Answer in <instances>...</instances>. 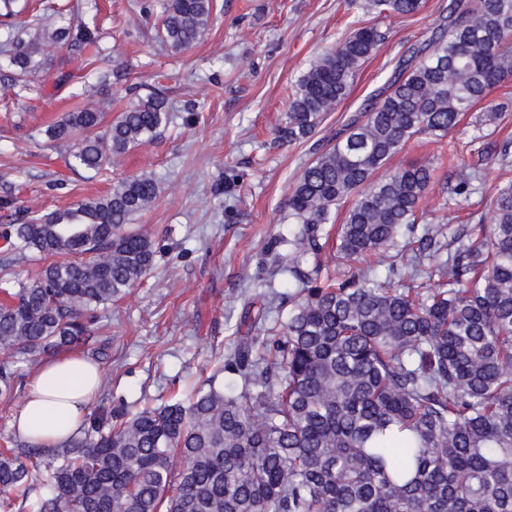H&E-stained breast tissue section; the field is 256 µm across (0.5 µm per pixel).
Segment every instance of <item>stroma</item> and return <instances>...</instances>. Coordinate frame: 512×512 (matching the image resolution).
Listing matches in <instances>:
<instances>
[{"mask_svg": "<svg viewBox=\"0 0 512 512\" xmlns=\"http://www.w3.org/2000/svg\"><path fill=\"white\" fill-rule=\"evenodd\" d=\"M151 2L84 0L82 21L98 42L90 65L69 81H61L51 56L20 90L0 61V225L19 213L104 195L127 178L146 175L158 186L154 203L132 224L154 242L155 265L128 296L99 311L112 344L100 362L95 413L137 412L211 377L224 384L212 356L232 343L245 299L288 290L281 272L288 248L279 239L288 233L290 185L350 118L375 102L397 61L431 36L451 0H424L409 16H373L384 42L315 132L292 142L280 136L290 89L362 18L361 0H217L205 34L183 52L157 38L159 15L145 10ZM162 82L176 107L170 123L104 174L72 167L70 145L45 134L77 105L100 102L113 118ZM492 107L498 118L489 123ZM462 164L489 165L501 177L462 198L452 193ZM414 165L432 169L421 223L461 226L480 237L491 220L487 199L512 183V75L441 141L412 138L387 168ZM232 174L239 180L230 185Z\"/></svg>", "mask_w": 512, "mask_h": 512, "instance_id": "35a3bbf8", "label": "stroma"}]
</instances>
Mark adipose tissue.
I'll list each match as a JSON object with an SVG mask.
<instances>
[{"mask_svg": "<svg viewBox=\"0 0 512 512\" xmlns=\"http://www.w3.org/2000/svg\"><path fill=\"white\" fill-rule=\"evenodd\" d=\"M102 385L97 364L78 354L40 362L13 425L32 444L56 446L75 435Z\"/></svg>", "mask_w": 512, "mask_h": 512, "instance_id": "obj_1", "label": "adipose tissue"}]
</instances>
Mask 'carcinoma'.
I'll use <instances>...</instances> for the list:
<instances>
[{
  "mask_svg": "<svg viewBox=\"0 0 512 512\" xmlns=\"http://www.w3.org/2000/svg\"><path fill=\"white\" fill-rule=\"evenodd\" d=\"M420 8L421 0L364 5L397 16ZM215 10L216 0H163L157 37L184 51ZM511 34L512 0H453L380 100L290 186L287 320L271 325L269 305L245 302L264 337H235L186 405L92 415L59 446L1 450L0 512H512V187L491 198L487 231L451 251L442 226L417 225L429 168L377 176L410 138L443 136L512 71ZM384 39L359 22L312 62L292 87L282 137L313 134ZM40 44L67 51L70 64L95 36L69 22L39 35L10 29L12 85L27 88ZM170 112L158 85L113 120L84 105L46 135L74 142V166L98 175L154 139ZM487 175L462 166L453 193L471 195ZM157 192L152 178L132 177L0 228L16 258L51 259L0 302V397H13L18 359L107 355L96 312L153 267L150 238L125 226ZM351 197L340 254L393 250L397 261L384 274L369 265L351 281L324 282L311 258ZM422 275L430 284L401 287ZM223 372L235 380L221 390Z\"/></svg>",
  "mask_w": 512,
  "mask_h": 512,
  "instance_id": "obj_1",
  "label": "carcinoma"
}]
</instances>
